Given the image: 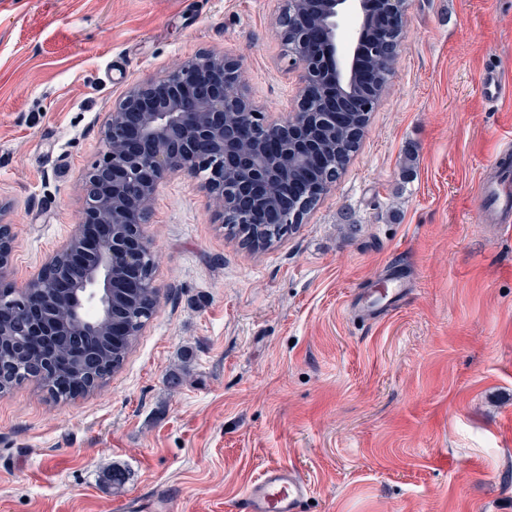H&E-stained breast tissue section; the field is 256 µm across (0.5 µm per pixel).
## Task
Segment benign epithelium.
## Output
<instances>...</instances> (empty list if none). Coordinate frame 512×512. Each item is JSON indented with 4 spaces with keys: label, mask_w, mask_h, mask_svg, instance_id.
I'll return each instance as SVG.
<instances>
[{
    "label": "benign epithelium",
    "mask_w": 512,
    "mask_h": 512,
    "mask_svg": "<svg viewBox=\"0 0 512 512\" xmlns=\"http://www.w3.org/2000/svg\"><path fill=\"white\" fill-rule=\"evenodd\" d=\"M367 0H287L276 25L283 51L298 71L291 106L274 115L255 106L239 89L241 65L223 55L188 58L159 80L128 89L103 126L102 158L85 174L80 226L48 258L25 287L10 281L12 225L0 218V324H11L16 354L29 340L51 337L65 346L41 354L31 371L50 384L66 386L58 367L77 361L88 376L101 371L86 348L89 336L127 331L119 319L118 288L130 278L157 304L155 255L143 224L159 185L172 176L202 180L220 224L263 223L277 230L300 224L318 190L335 186L343 166L322 140L336 137L356 112L368 114L375 101H359L352 88H371L380 72L364 69V57H393L399 45L390 30L403 27L401 0H379L386 18L382 32L367 39ZM333 83L332 94L323 86ZM98 224L92 243L84 226ZM34 288L49 294L37 299Z\"/></svg>",
    "instance_id": "1"
}]
</instances>
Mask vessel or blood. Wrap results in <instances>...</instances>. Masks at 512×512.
Returning a JSON list of instances; mask_svg holds the SVG:
<instances>
[{"label": "vessel or blood", "mask_w": 512, "mask_h": 512, "mask_svg": "<svg viewBox=\"0 0 512 512\" xmlns=\"http://www.w3.org/2000/svg\"><path fill=\"white\" fill-rule=\"evenodd\" d=\"M481 203L482 220L498 221L512 212V193L502 187L498 178H490L481 185ZM404 293L400 280H388L383 288L374 291L372 299L359 303L357 310L362 318H376L375 301H397ZM307 493V483L294 468L269 467L249 486L243 498L235 504L234 512H301Z\"/></svg>", "instance_id": "obj_1"}]
</instances>
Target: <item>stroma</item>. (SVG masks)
<instances>
[{
  "label": "stroma",
  "instance_id": "obj_1",
  "mask_svg": "<svg viewBox=\"0 0 512 512\" xmlns=\"http://www.w3.org/2000/svg\"><path fill=\"white\" fill-rule=\"evenodd\" d=\"M283 0H0V220L24 286L79 223L82 176L135 83L201 52L283 111ZM359 150L303 224L252 251L197 181L143 230L159 305L122 367L71 400L0 394V512H230L270 466L302 512H512V234L479 180L512 139V0H409ZM508 87L490 100L481 79ZM398 271L411 293L351 312ZM122 474L112 483V471Z\"/></svg>",
  "mask_w": 512,
  "mask_h": 512
}]
</instances>
